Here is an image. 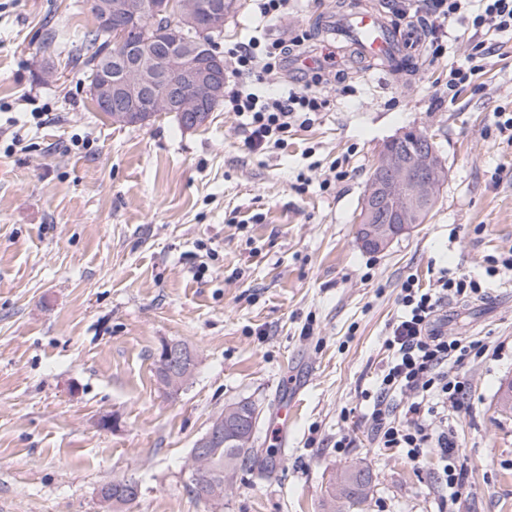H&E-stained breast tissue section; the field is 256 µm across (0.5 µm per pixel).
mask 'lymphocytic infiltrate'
Segmentation results:
<instances>
[{
	"label": "lymphocytic infiltrate",
	"mask_w": 512,
	"mask_h": 512,
	"mask_svg": "<svg viewBox=\"0 0 512 512\" xmlns=\"http://www.w3.org/2000/svg\"><path fill=\"white\" fill-rule=\"evenodd\" d=\"M429 25L432 54L440 56L452 20L462 18L474 32L512 31V0H430ZM290 52L284 41L261 44L253 39L229 49L235 75L255 77L287 67ZM322 68L303 73L297 87L287 95L263 97L249 88L234 86L228 101L234 112L246 119L244 144L249 151H262L280 145L292 127L313 125L325 106L319 86ZM481 285L475 279L441 271L435 287L421 288L417 278L401 284L404 312L391 326L385 340L389 353L379 391L373 400V435L385 448L401 449L404 457L419 462L426 449L440 452V480L450 497L461 495L465 470L458 462L459 452L448 436L447 409L469 411L470 399L464 381L449 374L448 367L468 359L494 358L497 345L487 340L445 336L434 328L447 297L477 294ZM412 393L407 407L395 404V393Z\"/></svg>",
	"instance_id": "1"
}]
</instances>
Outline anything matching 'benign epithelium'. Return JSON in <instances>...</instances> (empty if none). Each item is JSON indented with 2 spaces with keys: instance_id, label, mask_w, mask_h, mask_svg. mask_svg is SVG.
<instances>
[{
  "instance_id": "obj_1",
  "label": "benign epithelium",
  "mask_w": 512,
  "mask_h": 512,
  "mask_svg": "<svg viewBox=\"0 0 512 512\" xmlns=\"http://www.w3.org/2000/svg\"><path fill=\"white\" fill-rule=\"evenodd\" d=\"M92 4L101 23L112 28L117 48L93 75L92 92L100 111L148 119L176 112L191 128L206 123L224 97L225 63L217 48L201 42L195 33L221 36L233 0H92ZM169 16L176 21L165 28L159 43L131 32L134 23ZM397 140L396 136L386 141L380 149V176L361 201L357 239L374 252L386 250L416 228L409 223V214L431 201L442 182L443 164L434 146L407 159L393 148ZM195 360V352L174 342L163 343L156 356L164 383L172 386L180 382L177 369ZM235 438L236 429L224 426L222 419L214 421L193 446L188 463L191 481L203 480L207 449Z\"/></svg>"
}]
</instances>
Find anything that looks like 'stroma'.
<instances>
[{"instance_id":"obj_1","label":"stroma","mask_w":512,"mask_h":512,"mask_svg":"<svg viewBox=\"0 0 512 512\" xmlns=\"http://www.w3.org/2000/svg\"><path fill=\"white\" fill-rule=\"evenodd\" d=\"M355 3L289 0L267 32L308 33L311 53L324 11ZM93 22L90 0H0V512H101V486L127 479L140 494L123 512H323L330 478L355 465L372 475L365 512H512V412L497 405L512 381V274H486L512 251V146L491 134L512 110V34L486 35L485 70L445 101L467 43L437 60L421 45L405 79L341 48L319 120L252 152L224 106L193 130L97 112L80 68L42 50L51 28ZM406 131L432 139L446 177L424 224L369 252L359 203L382 145ZM446 267L485 291L445 302L443 330L503 345L448 368L472 402L448 413L467 462L455 499L437 449L408 462L378 447L371 416L402 282L433 287ZM165 341L198 354L172 395L155 376ZM243 399L269 475L238 471L216 506L190 493L187 459Z\"/></svg>"}]
</instances>
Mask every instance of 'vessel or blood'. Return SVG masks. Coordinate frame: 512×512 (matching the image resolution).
Wrapping results in <instances>:
<instances>
[{"label":"vessel or blood","instance_id":"vessel-or-blood-1","mask_svg":"<svg viewBox=\"0 0 512 512\" xmlns=\"http://www.w3.org/2000/svg\"><path fill=\"white\" fill-rule=\"evenodd\" d=\"M326 19L334 43L352 46L364 60L380 62L387 73L411 71L416 32L394 26L383 10L336 11Z\"/></svg>","mask_w":512,"mask_h":512}]
</instances>
